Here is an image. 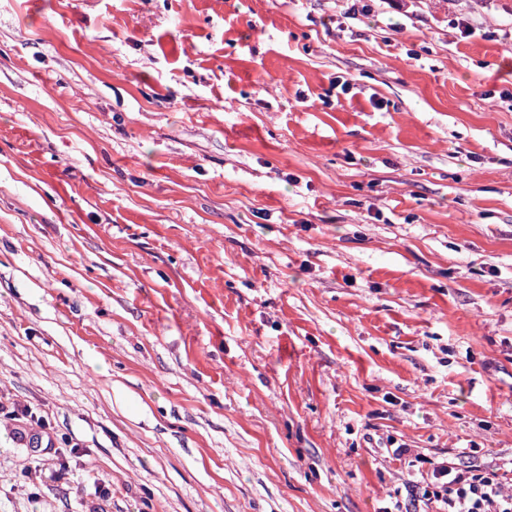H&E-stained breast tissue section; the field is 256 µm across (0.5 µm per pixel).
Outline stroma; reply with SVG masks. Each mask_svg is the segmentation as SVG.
I'll return each instance as SVG.
<instances>
[{
    "instance_id": "1",
    "label": "stroma",
    "mask_w": 512,
    "mask_h": 512,
    "mask_svg": "<svg viewBox=\"0 0 512 512\" xmlns=\"http://www.w3.org/2000/svg\"><path fill=\"white\" fill-rule=\"evenodd\" d=\"M511 60L512 0H0V512L512 465Z\"/></svg>"
}]
</instances>
